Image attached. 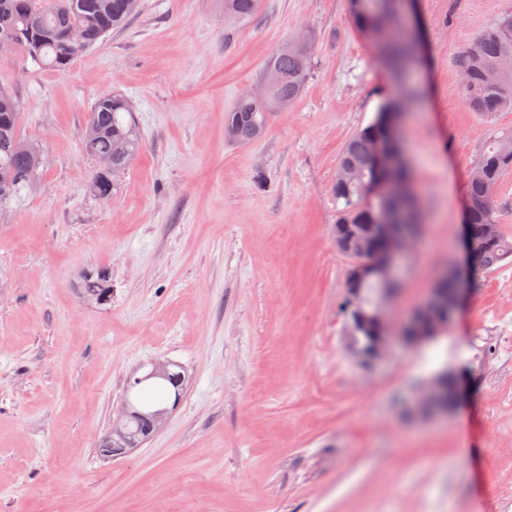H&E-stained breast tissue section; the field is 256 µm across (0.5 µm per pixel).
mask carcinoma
I'll return each instance as SVG.
<instances>
[{
  "mask_svg": "<svg viewBox=\"0 0 512 512\" xmlns=\"http://www.w3.org/2000/svg\"><path fill=\"white\" fill-rule=\"evenodd\" d=\"M259 0H224V24L230 25L253 15ZM403 0H357L349 14L355 28L373 41L392 74L405 80L410 66L416 62L419 46L404 20ZM136 9L131 0H0V49L17 50L40 66L67 72L82 53L96 47L106 35L126 26ZM79 28L85 38L76 44L66 30ZM309 45L291 39L269 58L263 73L275 75L269 87V99L238 97L225 114V138L238 145L260 140L268 128L273 112L293 106L308 82L311 62ZM458 69L468 73L467 83L458 85L457 94L473 112L487 120L499 112L512 110V83L493 86L485 80V71L492 67L512 69V9L500 17L460 52ZM419 96L412 86L404 95L385 103L374 120L356 132L343 148L339 165L356 169L360 181L348 186H332L336 204L340 205L336 224H371L379 210H399L405 199L392 196L387 187L408 181L405 169L384 168L375 159L371 145L379 140L388 143L390 122ZM21 103L7 89L0 87V223L12 210V203L34 190L43 177V150L35 139L20 131ZM512 135L494 137L478 157L467 181L468 208L465 223L471 236V270L467 285L479 276L512 263V236L499 232L491 241L484 233L488 224H500L502 212L508 207L496 193L501 173L512 168V158L499 155L503 140ZM143 138L137 127L133 108L119 93L99 98L92 106L82 134V149L90 157H112L110 181L128 170L139 154ZM359 293L348 290L343 298L345 315L357 302H373L379 288L375 276L365 278ZM80 294L84 301L98 306L112 302V284L103 268L90 269L82 276ZM156 398L180 391L168 380L144 384L134 394L142 404L145 392Z\"/></svg>",
  "mask_w": 512,
  "mask_h": 512,
  "instance_id": "1",
  "label": "carcinoma"
}]
</instances>
